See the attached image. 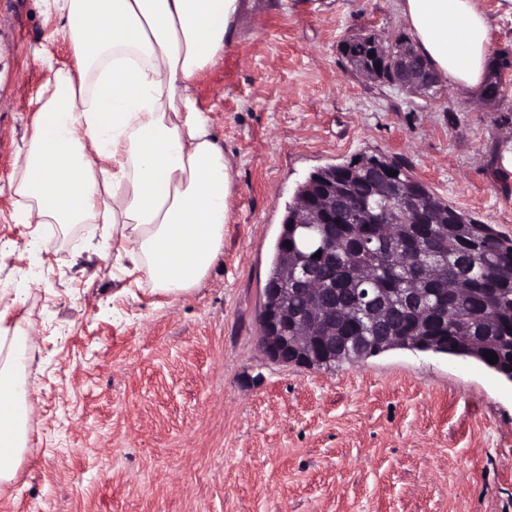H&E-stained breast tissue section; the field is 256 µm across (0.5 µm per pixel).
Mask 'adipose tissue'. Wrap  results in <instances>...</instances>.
Returning <instances> with one entry per match:
<instances>
[{"mask_svg":"<svg viewBox=\"0 0 512 512\" xmlns=\"http://www.w3.org/2000/svg\"><path fill=\"white\" fill-rule=\"evenodd\" d=\"M75 74L40 96L9 176L19 224H108L95 249L154 295L196 289L224 248L232 178L193 95L224 57L242 0H54ZM438 80L480 89L491 21L479 0H398ZM27 324L0 310V483L30 443Z\"/></svg>","mask_w":512,"mask_h":512,"instance_id":"ef3b65f1","label":"adipose tissue"}]
</instances>
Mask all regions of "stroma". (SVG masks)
<instances>
[{"mask_svg":"<svg viewBox=\"0 0 512 512\" xmlns=\"http://www.w3.org/2000/svg\"><path fill=\"white\" fill-rule=\"evenodd\" d=\"M396 37V0H245L236 40L193 88L234 195L224 249L173 298L56 225L18 224L8 178L50 79L75 65L45 0H0V291L47 242L11 319L32 326L30 445L0 512H512V388L486 368L393 350L330 370L268 359L258 315L297 186L362 153L404 161L512 237V75L490 103L351 72L347 36Z\"/></svg>","mask_w":512,"mask_h":512,"instance_id":"stroma-1","label":"stroma"}]
</instances>
